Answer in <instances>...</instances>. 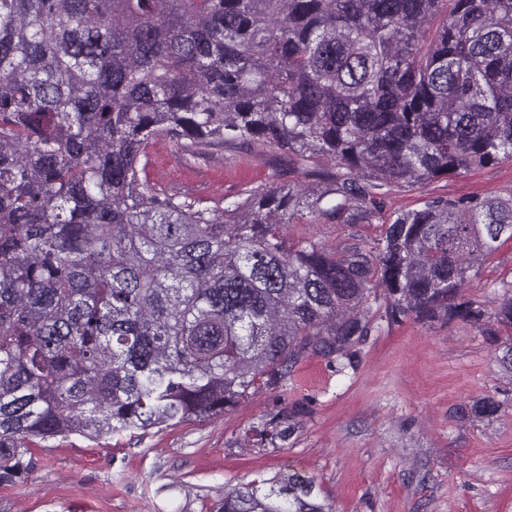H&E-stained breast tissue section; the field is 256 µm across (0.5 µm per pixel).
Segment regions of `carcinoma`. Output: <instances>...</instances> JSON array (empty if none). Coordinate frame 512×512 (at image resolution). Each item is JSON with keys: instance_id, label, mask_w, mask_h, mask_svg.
<instances>
[{"instance_id": "carcinoma-1", "label": "carcinoma", "mask_w": 512, "mask_h": 512, "mask_svg": "<svg viewBox=\"0 0 512 512\" xmlns=\"http://www.w3.org/2000/svg\"><path fill=\"white\" fill-rule=\"evenodd\" d=\"M195 157L259 144L326 159L311 204L275 180L207 207L141 178L160 135ZM512 159V0H0V484L31 447L214 417L339 366L392 321L477 323L471 271L512 198L431 200L377 243L288 240L283 216H375L378 185ZM209 512H330L289 474Z\"/></svg>"}]
</instances>
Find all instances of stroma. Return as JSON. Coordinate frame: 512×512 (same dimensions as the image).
I'll list each match as a JSON object with an SVG mask.
<instances>
[{"mask_svg":"<svg viewBox=\"0 0 512 512\" xmlns=\"http://www.w3.org/2000/svg\"><path fill=\"white\" fill-rule=\"evenodd\" d=\"M150 183L208 206L241 200L278 179L303 183L287 156L249 145L213 146L187 159L168 136L140 158ZM512 196V160L385 192V215L431 198ZM380 220L315 224L291 217V238L329 246L374 242ZM512 283V240L479 268L463 292L483 312L459 320L388 321L372 305L371 330L353 365L337 371L322 355L290 368L288 389H260L224 415L154 428L145 436L91 441L58 437L33 447L24 480L0 485V512H204L225 488L296 474L312 480L331 512H512V368L503 362L512 327L497 314ZM493 398L498 410L474 406ZM275 420L292 433L278 446L253 430Z\"/></svg>","mask_w":512,"mask_h":512,"instance_id":"35a3bbf8","label":"stroma"}]
</instances>
